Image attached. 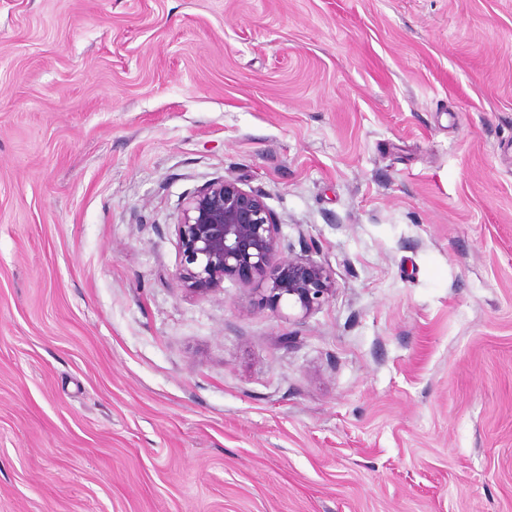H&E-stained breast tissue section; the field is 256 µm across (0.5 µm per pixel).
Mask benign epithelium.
Wrapping results in <instances>:
<instances>
[{
	"label": "benign epithelium",
	"instance_id": "7a95c632",
	"mask_svg": "<svg viewBox=\"0 0 512 512\" xmlns=\"http://www.w3.org/2000/svg\"><path fill=\"white\" fill-rule=\"evenodd\" d=\"M180 264L175 278L197 295L224 281L255 285L259 304L274 314L287 304L305 319L332 295L335 274L307 255L280 256L281 224L255 190L231 175L211 181L185 201L176 224Z\"/></svg>",
	"mask_w": 512,
	"mask_h": 512
}]
</instances>
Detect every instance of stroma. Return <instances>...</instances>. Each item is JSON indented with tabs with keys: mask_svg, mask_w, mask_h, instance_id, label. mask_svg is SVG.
Instances as JSON below:
<instances>
[{
	"mask_svg": "<svg viewBox=\"0 0 512 512\" xmlns=\"http://www.w3.org/2000/svg\"><path fill=\"white\" fill-rule=\"evenodd\" d=\"M236 177L336 288H179ZM0 512H512V0H0Z\"/></svg>",
	"mask_w": 512,
	"mask_h": 512,
	"instance_id": "35a3bbf8",
	"label": "stroma"
}]
</instances>
